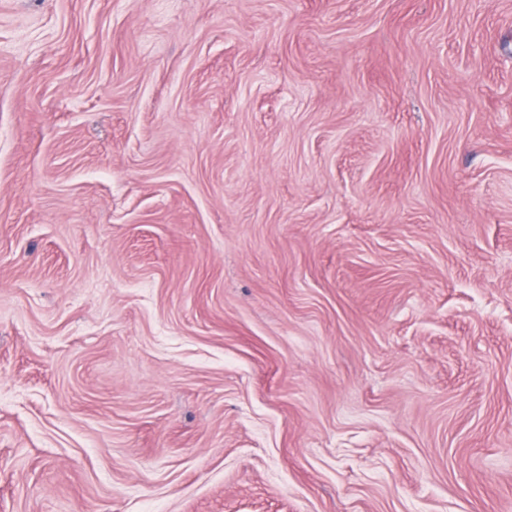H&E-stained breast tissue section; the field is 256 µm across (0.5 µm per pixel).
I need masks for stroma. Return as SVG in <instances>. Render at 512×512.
<instances>
[{"label":"stroma","instance_id":"35a3bbf8","mask_svg":"<svg viewBox=\"0 0 512 512\" xmlns=\"http://www.w3.org/2000/svg\"><path fill=\"white\" fill-rule=\"evenodd\" d=\"M0 512H512V0H0Z\"/></svg>","mask_w":512,"mask_h":512}]
</instances>
